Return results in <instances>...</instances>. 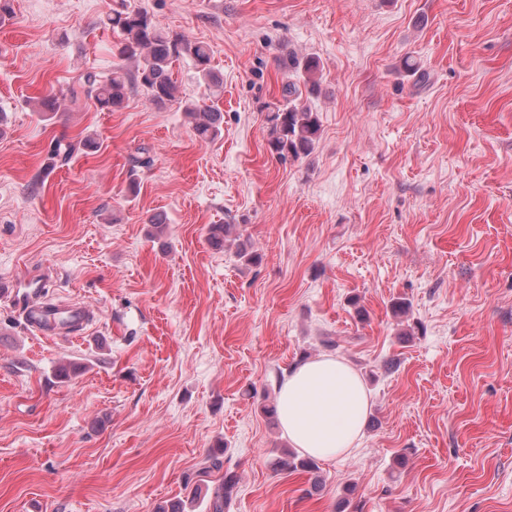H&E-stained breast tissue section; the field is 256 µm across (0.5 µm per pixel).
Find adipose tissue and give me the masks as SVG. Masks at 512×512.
<instances>
[{"instance_id":"obj_1","label":"adipose tissue","mask_w":512,"mask_h":512,"mask_svg":"<svg viewBox=\"0 0 512 512\" xmlns=\"http://www.w3.org/2000/svg\"><path fill=\"white\" fill-rule=\"evenodd\" d=\"M369 408L359 373L332 355L299 363L279 386L277 412L284 433L293 448L319 460L358 448Z\"/></svg>"}]
</instances>
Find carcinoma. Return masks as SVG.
Wrapping results in <instances>:
<instances>
[{"instance_id":"carcinoma-1","label":"carcinoma","mask_w":512,"mask_h":512,"mask_svg":"<svg viewBox=\"0 0 512 512\" xmlns=\"http://www.w3.org/2000/svg\"><path fill=\"white\" fill-rule=\"evenodd\" d=\"M102 24L122 37L121 54L135 60L136 76H130L129 72L121 67L113 69L108 74L87 71L69 87L71 105L79 106L91 100L100 109L110 111L121 107L129 87L138 84L159 107L171 103L179 104L200 141L212 142L220 135L224 113L213 104L200 106L182 96L172 74V67L176 61L190 59L199 79L210 90L212 97L219 98L224 92V80L221 74L211 67V49L207 44L161 30L149 12L141 9L114 10L105 15ZM285 66L299 74L303 82H287L282 88L283 103L266 106L268 148L271 154L280 159L289 156L299 159L313 152L320 136L321 123L318 113L314 112L310 105L302 102L303 94L311 96L319 91L316 74L320 70V61L313 56L302 59L290 56ZM79 145L95 148L97 142L90 135L77 142L58 141L53 152L64 162ZM233 228L232 224L209 225L210 245L216 250L224 249ZM223 456L224 448L212 449L207 457V465L200 472V475L206 477L214 470H224L218 484L205 492L198 485L189 498V501L193 502L203 493L208 495L209 512H225L239 483L238 475L224 468ZM275 467L285 472H311L315 470V462L309 457L300 456L286 449L276 458ZM187 502L170 501L160 506L158 512H187Z\"/></svg>"}]
</instances>
